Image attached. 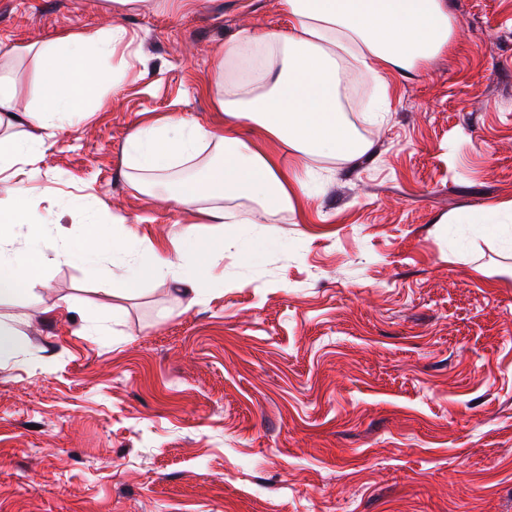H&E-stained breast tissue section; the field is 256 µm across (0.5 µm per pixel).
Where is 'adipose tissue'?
I'll use <instances>...</instances> for the list:
<instances>
[{"label": "adipose tissue", "instance_id": "ef3b65f1", "mask_svg": "<svg viewBox=\"0 0 512 512\" xmlns=\"http://www.w3.org/2000/svg\"><path fill=\"white\" fill-rule=\"evenodd\" d=\"M290 19L288 33L242 31L227 44L210 92L226 121L206 127L169 114L138 126L128 138L125 165L160 172L192 160L203 143L224 147V158L203 177L170 188L169 209L199 211L203 223L262 224L292 209L305 192L314 162L349 160L371 148L345 117L341 64L355 58L366 76L382 81L398 68L421 70L445 51L453 34L442 0H280ZM126 38L117 23L91 35L66 33L41 45L37 57L44 76L40 106L20 101V86L0 71V126H24L22 137H0V227L34 224L40 219L23 178L50 137L70 115L91 120L108 102L101 59L112 57ZM271 143L272 152L253 150L239 124ZM223 239L208 240L187 230L171 249L141 250L136 231L107 238L105 227L88 224L78 247L55 246L53 260L97 265L111 260L120 272L112 281L119 296L135 294L141 280L173 276L200 296L212 281ZM33 252L0 247V299L18 290H35L41 280Z\"/></svg>", "mask_w": 512, "mask_h": 512}]
</instances>
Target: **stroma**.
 Wrapping results in <instances>:
<instances>
[{"mask_svg":"<svg viewBox=\"0 0 512 512\" xmlns=\"http://www.w3.org/2000/svg\"><path fill=\"white\" fill-rule=\"evenodd\" d=\"M444 4L453 48L422 70L378 84L346 62L371 150L322 159L293 212L234 225L197 304L169 276L111 295L79 264L0 301L18 341L0 360V512H512V230L467 221L512 200V0ZM113 20L119 91L25 179L71 243L97 219L168 248L187 217L163 195L224 151L143 192L129 135L169 113L215 124L216 55L289 19L279 0H0V43Z\"/></svg>","mask_w":512,"mask_h":512,"instance_id":"stroma-1","label":"stroma"}]
</instances>
